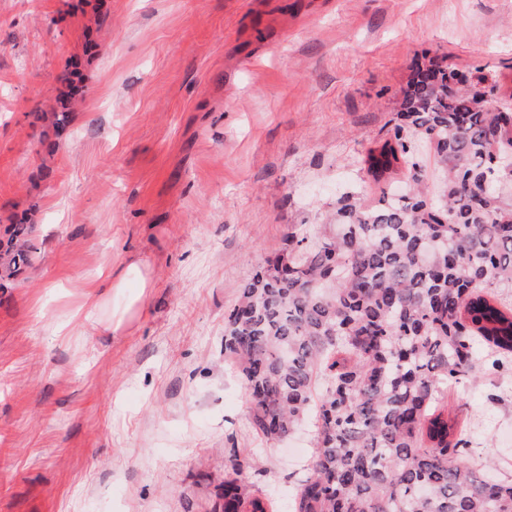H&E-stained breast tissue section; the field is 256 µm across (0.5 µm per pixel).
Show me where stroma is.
Instances as JSON below:
<instances>
[{
    "mask_svg": "<svg viewBox=\"0 0 512 512\" xmlns=\"http://www.w3.org/2000/svg\"><path fill=\"white\" fill-rule=\"evenodd\" d=\"M102 25H95V17ZM497 74L512 0H0V237L33 262L0 286V512H214L228 449L289 512L309 430L270 444L224 361V314L294 224L361 186L417 66ZM72 70V136L39 140ZM140 261L92 318L104 276ZM480 374L449 417L512 481V400ZM131 278H136L140 281L141 288H146V279L143 275L140 264L137 262H131L126 266L118 281L107 279L99 288L88 294L87 303L85 305L87 308L86 316L97 310L99 299L103 295H107L116 289L123 288L124 284Z\"/></svg>",
    "mask_w": 512,
    "mask_h": 512,
    "instance_id": "35a3bbf8",
    "label": "stroma"
}]
</instances>
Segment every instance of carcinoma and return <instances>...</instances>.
<instances>
[{
    "mask_svg": "<svg viewBox=\"0 0 512 512\" xmlns=\"http://www.w3.org/2000/svg\"><path fill=\"white\" fill-rule=\"evenodd\" d=\"M497 83L483 68L418 67L390 137L362 159L374 183L411 168L414 187L371 206L348 192L315 237L292 228L224 316L252 431L272 442L314 414L291 512H512V482L487 479L447 410L477 366L512 370V200L498 189L512 183V105H489ZM67 98L40 115L57 139L70 133ZM419 142L441 173L437 198L422 188ZM28 234L19 223L0 240L1 278L32 263ZM250 467L228 450L224 512H273Z\"/></svg>",
    "mask_w": 512,
    "mask_h": 512,
    "instance_id": "cac0c4a2",
    "label": "carcinoma"
}]
</instances>
